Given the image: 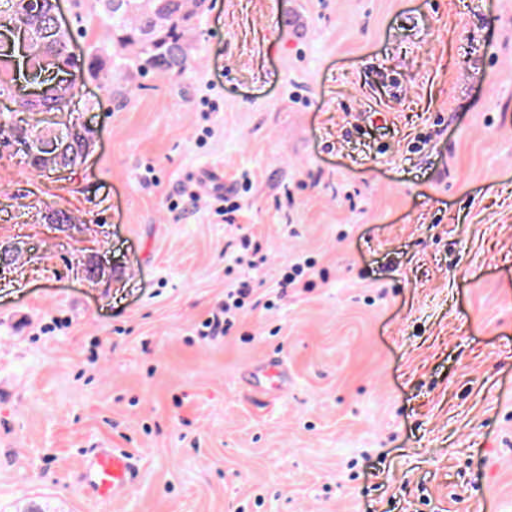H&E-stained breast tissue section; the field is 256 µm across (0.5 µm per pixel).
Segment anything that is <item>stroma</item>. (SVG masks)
<instances>
[{"instance_id":"obj_1","label":"stroma","mask_w":512,"mask_h":512,"mask_svg":"<svg viewBox=\"0 0 512 512\" xmlns=\"http://www.w3.org/2000/svg\"><path fill=\"white\" fill-rule=\"evenodd\" d=\"M60 7L83 52L92 0ZM196 25L182 78L86 79L75 172L0 154V512H512V0H209ZM304 261L315 287L280 288ZM247 276L257 305L199 336ZM97 443L137 461L114 501L85 490Z\"/></svg>"}]
</instances>
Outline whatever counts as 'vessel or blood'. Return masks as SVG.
Here are the masks:
<instances>
[{
	"instance_id": "obj_1",
	"label": "vessel or blood",
	"mask_w": 512,
	"mask_h": 512,
	"mask_svg": "<svg viewBox=\"0 0 512 512\" xmlns=\"http://www.w3.org/2000/svg\"><path fill=\"white\" fill-rule=\"evenodd\" d=\"M137 477L134 455L121 448L98 446L85 461L86 488L99 501L116 496Z\"/></svg>"
}]
</instances>
